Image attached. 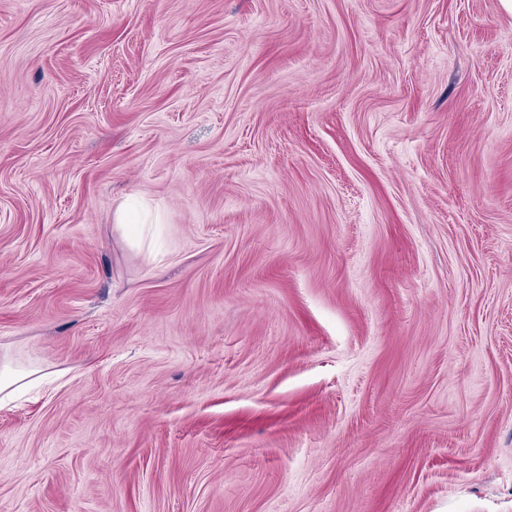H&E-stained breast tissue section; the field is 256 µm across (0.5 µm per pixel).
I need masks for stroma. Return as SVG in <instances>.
Returning <instances> with one entry per match:
<instances>
[{
	"label": "stroma",
	"instance_id": "35a3bbf8",
	"mask_svg": "<svg viewBox=\"0 0 512 512\" xmlns=\"http://www.w3.org/2000/svg\"><path fill=\"white\" fill-rule=\"evenodd\" d=\"M2 364L0 512H512V13L0 0Z\"/></svg>",
	"mask_w": 512,
	"mask_h": 512
}]
</instances>
